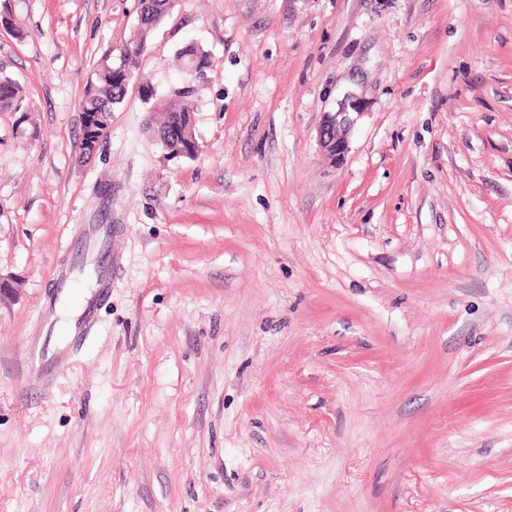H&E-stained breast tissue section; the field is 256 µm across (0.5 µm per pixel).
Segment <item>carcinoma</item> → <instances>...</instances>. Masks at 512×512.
<instances>
[{"label":"carcinoma","instance_id":"obj_1","mask_svg":"<svg viewBox=\"0 0 512 512\" xmlns=\"http://www.w3.org/2000/svg\"><path fill=\"white\" fill-rule=\"evenodd\" d=\"M142 15L139 32L128 40L119 62L105 65L97 70L95 79L84 92L82 111L110 112L121 104L127 94V87L114 77V70L120 68L130 77L139 75L138 61L142 55L140 44L150 40L154 26L170 13L169 0H139ZM196 87H178L162 99L152 97L145 100L149 110L162 113V121L154 129V138H167L176 128L181 118L192 112L191 99ZM22 101L19 85L8 77H0V106H18Z\"/></svg>","mask_w":512,"mask_h":512}]
</instances>
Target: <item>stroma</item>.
Masks as SVG:
<instances>
[{"label":"stroma","mask_w":512,"mask_h":512,"mask_svg":"<svg viewBox=\"0 0 512 512\" xmlns=\"http://www.w3.org/2000/svg\"><path fill=\"white\" fill-rule=\"evenodd\" d=\"M137 7L0 0V512H512V0H179L139 71L211 54L195 156L132 87L83 159ZM367 103L355 94H349L337 112H327L320 125V147L332 160H342L349 150L348 133L357 118L365 113Z\"/></svg>","instance_id":"stroma-1"}]
</instances>
